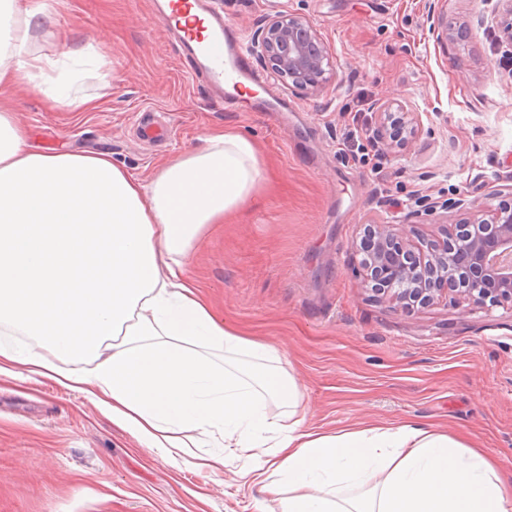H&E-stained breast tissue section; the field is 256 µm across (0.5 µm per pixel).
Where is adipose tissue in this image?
<instances>
[{
	"label": "adipose tissue",
	"instance_id": "1",
	"mask_svg": "<svg viewBox=\"0 0 512 512\" xmlns=\"http://www.w3.org/2000/svg\"><path fill=\"white\" fill-rule=\"evenodd\" d=\"M51 22L41 0H0V326L37 340L0 341V375L79 392L179 465L215 475L232 449L242 478L272 474L279 512H512L488 450L447 432L311 429L279 350L217 317L189 266L268 182L256 141L208 131L147 178L104 153L29 144L9 92L34 73L47 108L96 104L29 51Z\"/></svg>",
	"mask_w": 512,
	"mask_h": 512
}]
</instances>
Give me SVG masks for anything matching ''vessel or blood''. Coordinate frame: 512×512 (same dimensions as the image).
<instances>
[{"instance_id": "1", "label": "vessel or blood", "mask_w": 512, "mask_h": 512, "mask_svg": "<svg viewBox=\"0 0 512 512\" xmlns=\"http://www.w3.org/2000/svg\"><path fill=\"white\" fill-rule=\"evenodd\" d=\"M157 15L192 72L200 74L216 102L224 83L254 81L249 58L237 32L224 22L218 0H168Z\"/></svg>"}]
</instances>
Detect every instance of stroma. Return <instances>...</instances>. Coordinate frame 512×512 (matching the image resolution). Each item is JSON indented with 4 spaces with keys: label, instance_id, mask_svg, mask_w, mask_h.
I'll return each mask as SVG.
<instances>
[{
    "label": "stroma",
    "instance_id": "1",
    "mask_svg": "<svg viewBox=\"0 0 512 512\" xmlns=\"http://www.w3.org/2000/svg\"><path fill=\"white\" fill-rule=\"evenodd\" d=\"M45 2L54 24L32 51L56 60L64 41L99 54L112 93L76 114L45 107L43 77L15 87L31 143L103 152L147 177L206 130L249 135L269 182L213 227L191 267L215 312L280 350L314 428L438 426L488 448L511 477L512 308L472 313L443 300L407 315L372 297L351 260L368 219L402 224L419 202L448 204L420 225L431 236L512 187V46L492 23L497 0H221L244 47L277 11L309 18L329 47L336 78L314 94L255 60L284 112L216 106L151 0ZM440 18L470 37L438 41ZM384 100L420 116L397 152L372 137ZM355 125L361 155L344 144ZM240 467L230 457L203 477L141 447L82 394L0 376V512H256L265 494Z\"/></svg>",
    "mask_w": 512,
    "mask_h": 512
}]
</instances>
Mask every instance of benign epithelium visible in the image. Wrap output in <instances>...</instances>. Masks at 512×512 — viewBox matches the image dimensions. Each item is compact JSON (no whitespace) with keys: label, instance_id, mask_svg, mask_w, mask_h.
Returning a JSON list of instances; mask_svg holds the SVG:
<instances>
[{"label":"benign epithelium","instance_id":"1","mask_svg":"<svg viewBox=\"0 0 512 512\" xmlns=\"http://www.w3.org/2000/svg\"><path fill=\"white\" fill-rule=\"evenodd\" d=\"M494 16L512 45V0H498ZM253 46L288 86L321 90L335 74L333 57L311 21L276 13L253 35ZM419 118L400 102L381 105L375 136L388 150L403 149L416 136ZM493 193L472 217L445 226L426 239L413 224L369 220L362 225V246L355 258L365 288L402 312L441 300L468 303L469 310L512 307V202L493 203Z\"/></svg>","mask_w":512,"mask_h":512}]
</instances>
